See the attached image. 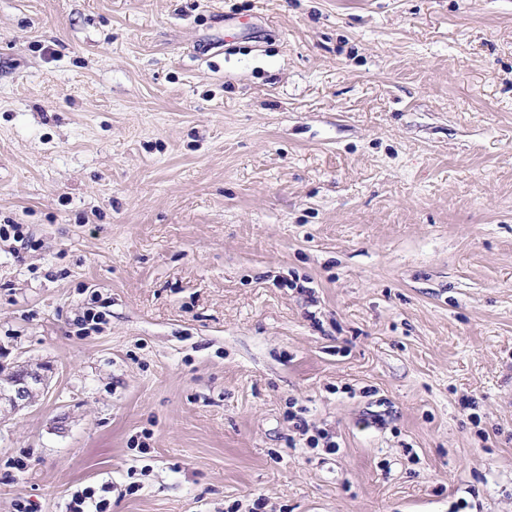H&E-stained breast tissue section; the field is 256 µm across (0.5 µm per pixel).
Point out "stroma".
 Instances as JSON below:
<instances>
[{
	"mask_svg": "<svg viewBox=\"0 0 512 512\" xmlns=\"http://www.w3.org/2000/svg\"><path fill=\"white\" fill-rule=\"evenodd\" d=\"M0 224V512H512V0H0ZM46 385L44 374L25 365L7 375L0 371V413L3 402L13 410L36 403L44 393Z\"/></svg>",
	"mask_w": 512,
	"mask_h": 512,
	"instance_id": "obj_1",
	"label": "stroma"
}]
</instances>
